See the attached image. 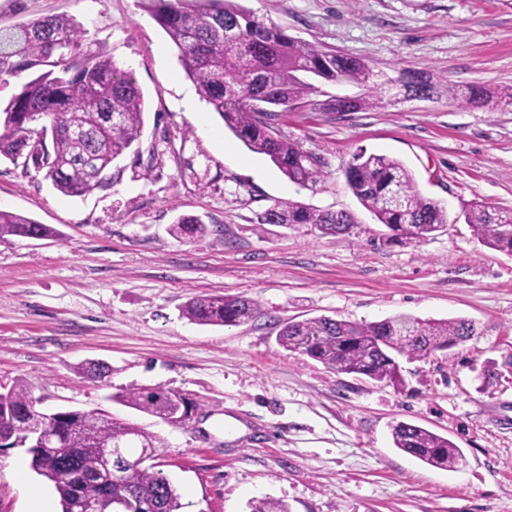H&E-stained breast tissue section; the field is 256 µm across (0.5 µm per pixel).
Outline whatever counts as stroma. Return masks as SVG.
Returning <instances> with one entry per match:
<instances>
[{"instance_id":"35a3bbf8","label":"stroma","mask_w":512,"mask_h":512,"mask_svg":"<svg viewBox=\"0 0 512 512\" xmlns=\"http://www.w3.org/2000/svg\"><path fill=\"white\" fill-rule=\"evenodd\" d=\"M297 40L362 59L392 80L382 108L322 112L351 83L319 84L276 127L318 157L311 185L288 180L225 129L183 72L178 50L139 0H0V26L75 17L145 97L138 152L112 182L68 197L0 158V209L57 229L0 239V387L24 379L42 412L96 410L159 439L154 464L182 512H251L276 499L290 512H512V374L479 390L475 367L512 358V256L491 250L460 215L472 202L512 209V108L469 105L441 91L400 94L424 72L465 90L512 88V0H237ZM191 108H184V100ZM403 161L454 220L427 241L389 240L347 186L356 154ZM347 210L349 233L258 224L273 200ZM210 232L176 237L180 216ZM261 305L237 326L190 323L203 295ZM396 314L471 320L465 346L410 361L403 385L373 384L280 348L283 321L320 315L374 322ZM89 361L110 372L92 379ZM130 387L181 395L197 410L172 424L116 403ZM399 421L448 437L456 469L429 467L392 445ZM25 448L0 450V512L59 497L29 471Z\"/></svg>"}]
</instances>
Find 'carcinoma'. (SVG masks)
Masks as SVG:
<instances>
[{"label":"carcinoma","mask_w":512,"mask_h":512,"mask_svg":"<svg viewBox=\"0 0 512 512\" xmlns=\"http://www.w3.org/2000/svg\"><path fill=\"white\" fill-rule=\"evenodd\" d=\"M179 51L180 65L199 96L249 150L262 154L292 182L317 181L320 163L288 136L275 121L278 110L315 90L311 80L327 83L369 82L371 72L358 57L338 55L303 43L266 22L235 0H140ZM233 28L239 40H225ZM16 78L18 91L0 107V156L23 160L44 173L67 196H83L112 180V164L139 141L144 125V95L132 74L117 66L102 47L87 43V30L66 15H47L10 28L0 27V88ZM437 90L423 72L409 76L408 96ZM494 93L468 88L465 101L487 105ZM383 104L379 86L359 96H336L322 103L331 114L358 112ZM353 195L393 237L423 242L448 224V210L423 195L412 173L399 160L361 152L346 171ZM465 221L486 247L512 255V210L475 202ZM260 224H312L323 233L344 234L354 224L346 211H320L299 202L277 201L258 215ZM175 236L204 235L208 227L196 216L172 225ZM57 230L25 216L0 210V239L7 236L46 238ZM182 317L205 326L245 324L260 313L257 300L241 296L195 297ZM476 335L468 319H421L396 315L356 323L319 316L283 323L277 344L306 355L338 373L365 376L376 382L402 383L395 356L421 359L457 348ZM112 399L149 415L183 423L191 412L174 394L131 387ZM34 403L23 379L0 391V441L24 446L32 432L29 408ZM58 443L29 448L31 467L53 483L61 512H81L83 505L110 499L127 512H180L181 495L154 465L134 463L124 480L112 479L100 452L122 445L129 458L134 425L80 409L49 414ZM394 447L439 469L455 468L462 452L448 438L421 426L392 425Z\"/></svg>","instance_id":"cac0c4a2"}]
</instances>
